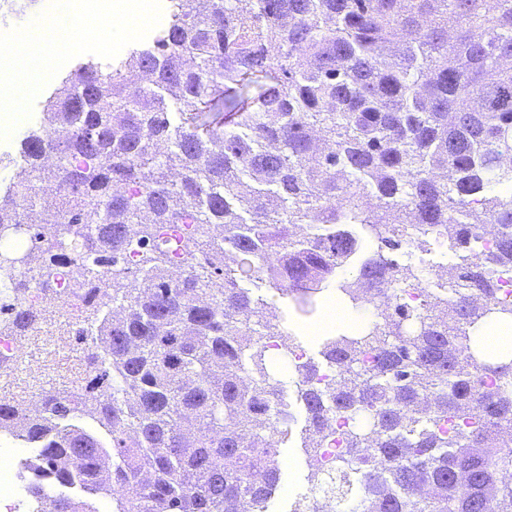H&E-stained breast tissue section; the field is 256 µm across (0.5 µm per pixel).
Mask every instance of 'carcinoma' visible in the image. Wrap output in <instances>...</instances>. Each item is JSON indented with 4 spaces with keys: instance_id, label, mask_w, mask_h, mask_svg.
I'll return each instance as SVG.
<instances>
[{
    "instance_id": "cac0c4a2",
    "label": "carcinoma",
    "mask_w": 512,
    "mask_h": 512,
    "mask_svg": "<svg viewBox=\"0 0 512 512\" xmlns=\"http://www.w3.org/2000/svg\"><path fill=\"white\" fill-rule=\"evenodd\" d=\"M166 34L103 74L57 88L21 140L0 195V233L34 232L49 255L35 288L60 294L69 256L46 217L93 224L78 257L87 380L45 394L9 425L50 464L36 512H248L281 484L289 417L244 284L263 274L299 304L336 282L367 227L390 249L428 236L462 250L418 310L398 300L300 370L308 431L371 412L346 437L332 512H512V361L479 356L494 316L490 268L512 270V0H171ZM267 83L260 84V79ZM255 105L244 106L252 85ZM499 227L495 251L474 243ZM418 279L369 255L338 295ZM0 330L42 313L0 308Z\"/></svg>"
}]
</instances>
